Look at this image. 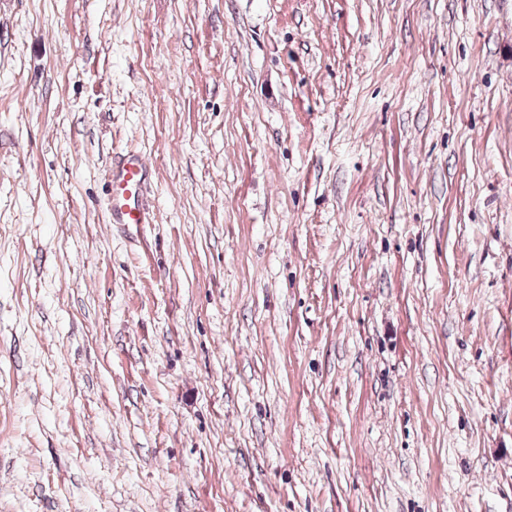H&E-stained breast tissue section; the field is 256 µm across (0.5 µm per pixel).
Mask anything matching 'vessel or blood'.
Returning a JSON list of instances; mask_svg holds the SVG:
<instances>
[{
  "label": "vessel or blood",
  "mask_w": 512,
  "mask_h": 512,
  "mask_svg": "<svg viewBox=\"0 0 512 512\" xmlns=\"http://www.w3.org/2000/svg\"><path fill=\"white\" fill-rule=\"evenodd\" d=\"M148 167L140 154L128 153L111 164L107 207L114 224H147L151 217L144 201Z\"/></svg>",
  "instance_id": "obj_1"
}]
</instances>
